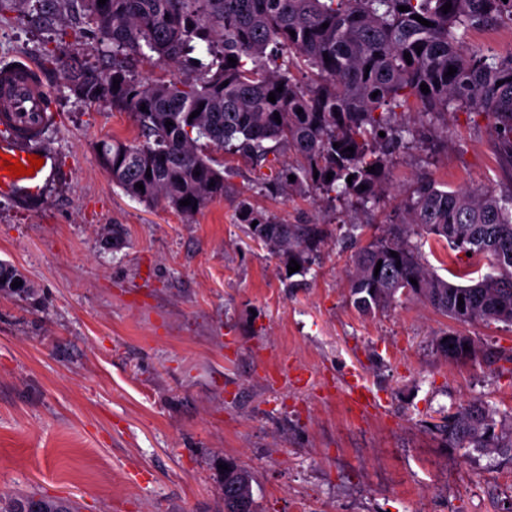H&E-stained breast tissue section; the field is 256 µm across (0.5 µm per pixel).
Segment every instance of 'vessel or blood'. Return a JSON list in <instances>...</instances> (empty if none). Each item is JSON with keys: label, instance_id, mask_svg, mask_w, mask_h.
Returning <instances> with one entry per match:
<instances>
[{"label": "vessel or blood", "instance_id": "vessel-or-blood-1", "mask_svg": "<svg viewBox=\"0 0 512 512\" xmlns=\"http://www.w3.org/2000/svg\"><path fill=\"white\" fill-rule=\"evenodd\" d=\"M53 121L52 92L29 62L0 68V122L13 131L11 141L0 142V154L27 163L29 156L42 158L34 174L19 178L0 170V194L23 199L46 195L55 177V160L43 148L41 138Z\"/></svg>", "mask_w": 512, "mask_h": 512}]
</instances>
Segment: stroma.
Returning a JSON list of instances; mask_svg holds the SVG:
<instances>
[{
  "label": "stroma",
  "mask_w": 512,
  "mask_h": 512,
  "mask_svg": "<svg viewBox=\"0 0 512 512\" xmlns=\"http://www.w3.org/2000/svg\"><path fill=\"white\" fill-rule=\"evenodd\" d=\"M84 0H19L0 13V66L25 57L51 89L56 126L42 145L59 175L42 206L0 197V262L28 288L0 291V496L44 495L81 512H224L221 458L250 470L256 512H512V462L448 447L435 429L480 400L512 422V326L459 324L398 298L359 313L349 296L351 207L314 193L271 196L255 168L212 146L223 198L185 217L113 185L97 146L139 135L133 112L71 91L66 66L100 63ZM389 164L370 221L397 219L420 175L503 193L512 169L493 118L457 112L423 122ZM248 200L287 224L334 236L306 275L251 239ZM425 264L456 283L491 273L427 241ZM448 331L482 348L440 355ZM365 385L379 409L354 405ZM455 336L459 342L454 348L448 347V340L443 342L444 337ZM464 344H467L469 350H464ZM437 351L443 354L446 358L453 360L463 359H477L480 353V349L472 337L461 335L455 332L449 331L443 336H439L435 340Z\"/></svg>",
  "instance_id": "obj_1"
}]
</instances>
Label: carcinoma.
<instances>
[{
  "mask_svg": "<svg viewBox=\"0 0 512 512\" xmlns=\"http://www.w3.org/2000/svg\"><path fill=\"white\" fill-rule=\"evenodd\" d=\"M86 2L96 28L112 43V64L96 70L73 58L67 64L69 84L85 100H106L134 113L141 139L103 140L99 155L103 165L112 166V184L142 203L189 216L224 197V174L202 153L204 140L259 167L269 153L285 148L293 161L270 189L285 197L319 192L368 211L386 183L392 150L414 138L412 128L391 117L413 109L430 123L450 112L493 116L497 153L512 167V52L466 44L472 31L512 21V0ZM447 2L452 8L446 13ZM401 6L408 10L399 11ZM155 59L179 63L192 76L179 83L136 78L134 68ZM450 66L457 68L452 76ZM423 83L430 92H422ZM280 86L283 91H276ZM271 92L274 103L268 101ZM167 121L172 125L165 126ZM187 198L191 204L180 205ZM237 220L255 240L297 261L300 274L315 264L329 236L320 224H284L246 200L237 206ZM368 228L353 221L349 230L357 246L350 297L361 313L383 310L400 294L461 324L512 325V192L498 196L422 178L400 220L371 235ZM429 238L489 259L495 273L471 285L448 281L423 262V241ZM448 335L458 344L450 348L440 336L437 351L453 360L478 358L472 337ZM495 415L490 405L470 402L448 416L440 431L451 448L495 452L512 462V424ZM226 462L224 512L242 505L254 509L251 473L234 459Z\"/></svg>",
  "mask_w": 512,
  "mask_h": 512,
  "instance_id": "obj_1",
  "label": "carcinoma"
}]
</instances>
